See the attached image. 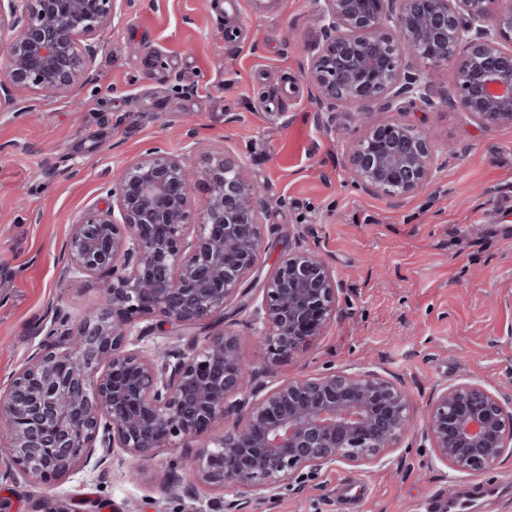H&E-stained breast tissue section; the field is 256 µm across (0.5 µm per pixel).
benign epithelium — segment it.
Returning a JSON list of instances; mask_svg holds the SVG:
<instances>
[{
  "instance_id": "1",
  "label": "benign epithelium",
  "mask_w": 512,
  "mask_h": 512,
  "mask_svg": "<svg viewBox=\"0 0 512 512\" xmlns=\"http://www.w3.org/2000/svg\"><path fill=\"white\" fill-rule=\"evenodd\" d=\"M119 0H0L7 69L0 102L28 92L62 99L93 79L100 36ZM322 43L306 76L330 112L361 115L377 101L394 114L346 147L352 179L403 197L433 175V144L403 112L436 104L408 59L453 62L448 103L484 126H512V10L498 0H323ZM209 184L189 222L195 178ZM260 190L234 158L218 153L193 170L188 154L154 146L128 160L105 188V206L71 224L69 278L108 273L98 311L51 323L0 393V454L35 479L99 464L119 449L146 462L174 440L183 466L206 488L275 499L303 470L382 463L413 429L400 383L374 370L259 380L238 338L210 336L174 352L128 348L130 317L193 326L246 306L262 250ZM254 310L273 358L319 335L336 315L341 284L322 258L298 246L265 277ZM224 431L193 447L200 431ZM423 434L435 460L481 473L512 456V398L474 382L437 389Z\"/></svg>"
}]
</instances>
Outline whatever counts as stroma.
Wrapping results in <instances>:
<instances>
[{"mask_svg": "<svg viewBox=\"0 0 512 512\" xmlns=\"http://www.w3.org/2000/svg\"><path fill=\"white\" fill-rule=\"evenodd\" d=\"M123 0L101 35L96 79L68 98L27 95L0 108V388L53 318L75 322L101 301V280L62 276L71 224L103 200L113 171L154 142L189 152L196 169L226 149L261 188L259 258L268 273L288 249L318 252L342 284L321 335L272 359L252 312L191 328L140 314L142 349L181 348L229 332L242 357L282 379L372 369L400 380L416 415L441 384L476 382L512 397V127H484L437 103L405 113L428 132L433 176L393 198L356 185L344 146L369 131L351 107L321 111L304 67L322 38L319 0ZM237 38H230V31ZM178 445L147 462L115 453L55 480L25 479L0 457V512H225L224 495H189ZM367 489L358 512H423L471 482L438 463L421 431L385 463L306 474L243 512H343L337 484Z\"/></svg>", "mask_w": 512, "mask_h": 512, "instance_id": "obj_1", "label": "stroma"}]
</instances>
